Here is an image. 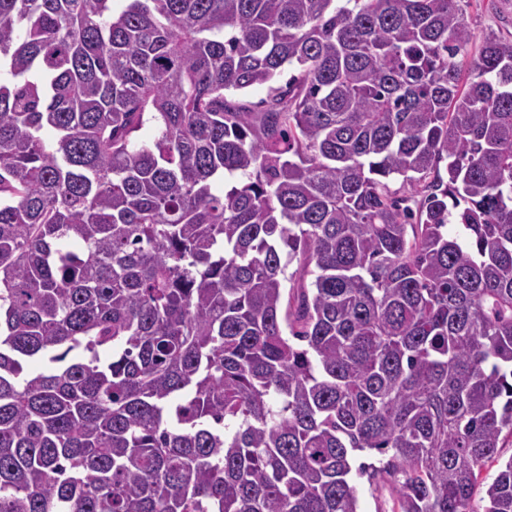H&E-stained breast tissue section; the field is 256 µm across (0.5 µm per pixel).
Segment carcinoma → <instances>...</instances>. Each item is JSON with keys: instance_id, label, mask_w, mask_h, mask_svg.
I'll return each instance as SVG.
<instances>
[{"instance_id": "1", "label": "carcinoma", "mask_w": 512, "mask_h": 512, "mask_svg": "<svg viewBox=\"0 0 512 512\" xmlns=\"http://www.w3.org/2000/svg\"><path fill=\"white\" fill-rule=\"evenodd\" d=\"M460 2L0 0V512H358L364 449L512 512V41L463 81Z\"/></svg>"}]
</instances>
